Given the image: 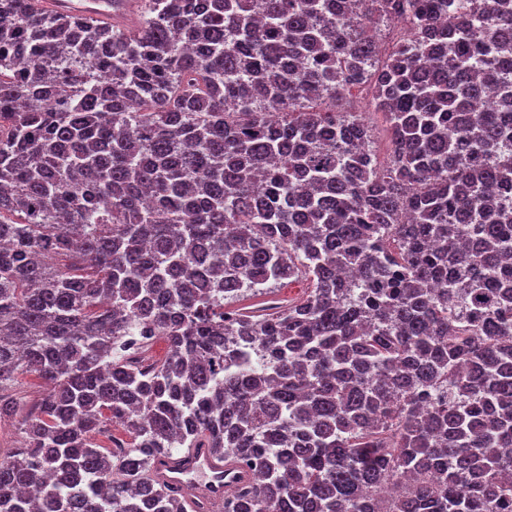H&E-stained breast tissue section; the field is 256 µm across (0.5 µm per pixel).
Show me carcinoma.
Here are the masks:
<instances>
[{
	"instance_id": "cac0c4a2",
	"label": "carcinoma",
	"mask_w": 512,
	"mask_h": 512,
	"mask_svg": "<svg viewBox=\"0 0 512 512\" xmlns=\"http://www.w3.org/2000/svg\"><path fill=\"white\" fill-rule=\"evenodd\" d=\"M345 2L0 0V512H184V448L220 512H512V0ZM113 0H30L34 10H54L57 12L72 13L74 15L93 17L97 20L112 23V17L122 12H130L135 9L137 0H120L121 10L113 9ZM351 102L356 104V112H364L363 116L371 130L373 146L377 150L380 160L386 161L390 147V131L384 117L380 113L374 112L368 106V94L366 90H363L361 93H357L356 90H353L352 94L339 102L338 105L342 106L343 103L344 107H346V105ZM307 288V283L304 281L296 280L289 283L286 281L284 284L277 285L276 288H272L264 294L241 299L232 304V307L246 309V311H255L261 308L284 305L288 301L300 302L307 296ZM15 388L18 396L23 398L27 407H31L37 404L40 400L45 384L35 376L20 375ZM23 434L12 419H4L0 423V455L8 453L12 448H20ZM151 475L184 495L186 512H198L202 501L211 510L224 507V496L243 477L240 467L224 463L211 448H190L177 457H162Z\"/></svg>"
}]
</instances>
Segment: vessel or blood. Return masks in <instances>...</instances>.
Wrapping results in <instances>:
<instances>
[{
    "label": "vessel or blood",
    "mask_w": 512,
    "mask_h": 512,
    "mask_svg": "<svg viewBox=\"0 0 512 512\" xmlns=\"http://www.w3.org/2000/svg\"><path fill=\"white\" fill-rule=\"evenodd\" d=\"M34 10H54L111 22L116 11L130 12L136 0H30ZM152 477L184 496L186 512H199L201 502L223 506L224 497L240 481V467L229 464L209 448H192L177 457L155 462Z\"/></svg>",
    "instance_id": "b4317fda"
}]
</instances>
